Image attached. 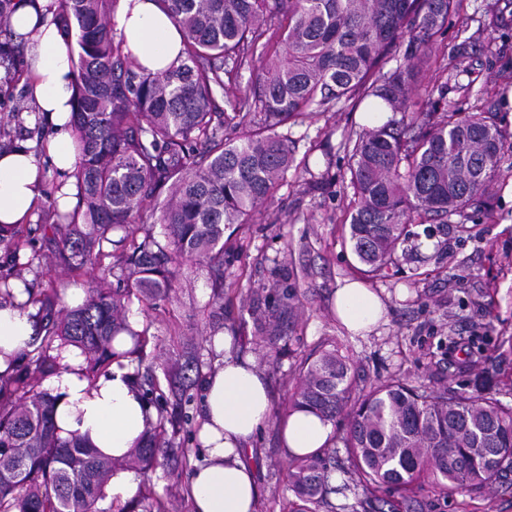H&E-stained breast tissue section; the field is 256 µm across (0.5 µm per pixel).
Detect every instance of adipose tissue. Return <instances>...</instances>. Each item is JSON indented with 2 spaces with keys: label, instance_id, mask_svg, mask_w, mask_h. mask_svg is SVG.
I'll list each match as a JSON object with an SVG mask.
<instances>
[{
  "label": "adipose tissue",
  "instance_id": "ef3b65f1",
  "mask_svg": "<svg viewBox=\"0 0 512 512\" xmlns=\"http://www.w3.org/2000/svg\"><path fill=\"white\" fill-rule=\"evenodd\" d=\"M54 0H18L10 18L14 30L28 38L30 83L36 112L54 133L42 153L25 147L0 153V224L24 223L43 198L42 158H49L62 180L54 196L60 209H72L78 192L72 172L77 162L71 118L75 109L74 68L59 28L45 17ZM116 38L150 72L164 70L178 58L181 38L157 0H119L111 20ZM338 321L356 335L373 331L385 316L381 297L359 280L339 283L333 297ZM38 329L30 310L0 307V373L5 355L28 347ZM224 357L203 383L200 439L204 459L189 479L192 512H256L259 487L249 464L251 443L271 417L266 381L252 358L234 351L225 337ZM64 368L48 384L56 395L55 424L61 437H79L108 457L128 454L142 439L150 414L127 370L113 369L89 388L77 347L62 351ZM289 453L317 451L331 426L316 414L297 410L283 423Z\"/></svg>",
  "mask_w": 512,
  "mask_h": 512
}]
</instances>
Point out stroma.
Wrapping results in <instances>:
<instances>
[{
	"label": "stroma",
	"instance_id": "35a3bbf8",
	"mask_svg": "<svg viewBox=\"0 0 512 512\" xmlns=\"http://www.w3.org/2000/svg\"><path fill=\"white\" fill-rule=\"evenodd\" d=\"M438 64L412 94L426 112L441 101L449 110H492L512 134V0H464L435 40ZM459 57L460 67L449 65ZM26 94L15 85L0 96V122L15 142L41 151L34 121L14 113ZM361 124L359 111L343 104L313 109L287 130L295 162L278 189L224 241V286L214 288L206 269L185 263L168 298L134 303L131 313L152 337L146 354L168 367L218 358L215 339L235 335L240 356H253L272 400L268 424L257 437L252 463L261 488L257 512H280L288 488V455L281 441L285 402L299 379L302 359L333 347L357 369L362 385L390 378L449 392L487 391L512 406V148L504 150L500 175L506 187L491 202L490 214L465 210L447 223L416 216L410 229L430 234L431 245L400 260L383 274L361 277L349 242L353 195L342 180L347 139ZM41 289L87 290L100 270L74 274L36 240ZM296 275L301 303L283 324L284 350L274 354L255 335L250 309L255 292H267ZM363 279L386 306L384 321L364 336L348 333L332 311L331 298L344 279ZM202 385L182 395L189 417L179 433L180 449L150 476L170 512H191L185 495L188 464L201 462L197 434L202 422ZM418 512H512V473L501 486L476 497L456 491L419 496Z\"/></svg>",
	"mask_w": 512,
	"mask_h": 512
}]
</instances>
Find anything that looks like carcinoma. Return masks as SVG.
I'll use <instances>...</instances> for the list:
<instances>
[{
    "mask_svg": "<svg viewBox=\"0 0 512 512\" xmlns=\"http://www.w3.org/2000/svg\"><path fill=\"white\" fill-rule=\"evenodd\" d=\"M118 0H55L50 22L69 44L74 65L72 127L80 190L74 211L46 213L55 258L73 272L102 269L116 280L89 287L76 308L55 288L35 293L21 271L39 275L32 233L24 224L0 225V244L15 275L0 277V305L37 308L44 335L0 373V512H165L146 489L123 506L107 498L114 472L155 470L174 447L175 416L167 410L169 369L143 382L130 374L145 403L156 409L140 445L128 456L99 454L77 437L62 438L54 423L55 397L39 381L61 369L67 345L84 356L90 385L112 364L142 361L148 328H129L134 301L168 295L176 266L204 264L224 287V235L247 224L272 195L293 157L279 129L314 108L366 104L367 112L401 114L364 125L348 139L346 177L355 208L349 241L359 262L376 273L410 240L412 213L445 218L466 209L486 213L498 184L507 135L491 111L463 115L407 112L411 95L437 63L428 46L442 34L463 0H157L183 38L178 64L153 74L125 51L111 27ZM15 0H0L3 84L18 73L19 47L10 17ZM406 35L407 63L381 72L384 57ZM271 53H256L261 40ZM262 63L265 76L251 91L216 103L224 76ZM163 199L150 224L148 201ZM119 235L113 239V235ZM296 289L282 291L275 319L256 323L274 348L280 319L292 314ZM126 333L131 346L117 349ZM308 409L334 425L354 474V499L344 512H393L391 495L410 507L422 483L446 495H477L512 472V406L493 397L414 387L390 379L358 388L349 358L320 352L300 368L288 412ZM294 499L285 512H336L329 466L321 454L288 455Z\"/></svg>",
    "mask_w": 512,
    "mask_h": 512,
    "instance_id": "1",
    "label": "carcinoma"
}]
</instances>
